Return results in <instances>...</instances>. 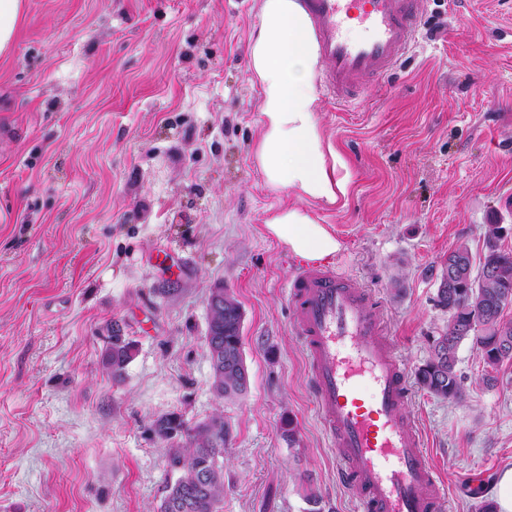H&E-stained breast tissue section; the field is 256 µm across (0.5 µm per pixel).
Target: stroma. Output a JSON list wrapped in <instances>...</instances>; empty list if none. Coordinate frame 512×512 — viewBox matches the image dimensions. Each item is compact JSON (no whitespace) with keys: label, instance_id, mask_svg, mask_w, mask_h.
<instances>
[{"label":"stroma","instance_id":"1","mask_svg":"<svg viewBox=\"0 0 512 512\" xmlns=\"http://www.w3.org/2000/svg\"><path fill=\"white\" fill-rule=\"evenodd\" d=\"M260 0H24L0 54V512H158L172 474L151 426L224 417L223 512H362L313 403L266 230L250 38ZM387 79L339 106L317 92L346 199L306 202L332 261L379 299L407 372L448 326V254L512 251V0H421ZM243 309V399L211 387L208 297ZM134 344L122 375L112 333ZM470 343L461 401L410 384L405 412L444 492L476 512L512 469V360L494 385Z\"/></svg>","mask_w":512,"mask_h":512}]
</instances>
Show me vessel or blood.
I'll list each match as a JSON object with an SVG mask.
<instances>
[{
  "label": "vessel or blood",
  "instance_id": "obj_1",
  "mask_svg": "<svg viewBox=\"0 0 512 512\" xmlns=\"http://www.w3.org/2000/svg\"><path fill=\"white\" fill-rule=\"evenodd\" d=\"M299 2L323 88L343 106L363 93L366 79L396 70L420 28L419 0ZM284 288L315 406L363 512H437L439 478L405 415L408 374L381 329L375 299L336 266L317 262L293 268Z\"/></svg>",
  "mask_w": 512,
  "mask_h": 512
}]
</instances>
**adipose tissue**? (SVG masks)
I'll list each match as a JSON object with an SVG mask.
<instances>
[{
	"instance_id": "adipose-tissue-1",
	"label": "adipose tissue",
	"mask_w": 512,
	"mask_h": 512,
	"mask_svg": "<svg viewBox=\"0 0 512 512\" xmlns=\"http://www.w3.org/2000/svg\"><path fill=\"white\" fill-rule=\"evenodd\" d=\"M260 13L250 47L262 126L255 158L268 189L296 196L267 219L266 228L293 255L321 260L334 256L339 243L302 203L336 204L348 193L349 173L316 117L318 55L306 14L296 0H261Z\"/></svg>"
}]
</instances>
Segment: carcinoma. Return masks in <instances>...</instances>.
Here are the masks:
<instances>
[{"label": "carcinoma", "instance_id": "cac0c4a2", "mask_svg": "<svg viewBox=\"0 0 512 512\" xmlns=\"http://www.w3.org/2000/svg\"><path fill=\"white\" fill-rule=\"evenodd\" d=\"M499 234V225H488L487 245L477 261L463 245L448 253L449 261L463 264L467 276L451 284L446 275H441L437 303L448 312V328L433 341L429 358L415 370L417 384L437 398L462 399L456 366L463 343H471L493 369L512 359V320L503 319L504 310L512 305V253L497 247ZM490 265L499 270L500 278L495 281L484 278ZM241 325V305L226 292L224 314L208 319L206 339L209 348L222 354V364H212L214 391L229 400L242 397L249 387ZM132 350L131 342L115 334L105 349L103 363L119 376L130 362ZM152 430L171 444L167 449L168 465L178 473L177 479L166 485L160 512H222L224 471L218 457L229 438L223 415L215 414L191 429L171 414L154 421Z\"/></svg>", "mask_w": 512, "mask_h": 512}]
</instances>
